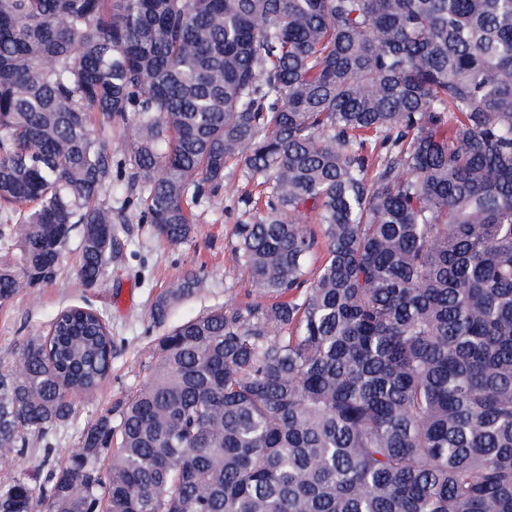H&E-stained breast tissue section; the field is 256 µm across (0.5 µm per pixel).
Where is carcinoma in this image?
Instances as JSON below:
<instances>
[{
  "label": "carcinoma",
  "instance_id": "carcinoma-1",
  "mask_svg": "<svg viewBox=\"0 0 512 512\" xmlns=\"http://www.w3.org/2000/svg\"><path fill=\"white\" fill-rule=\"evenodd\" d=\"M235 160L246 299L157 337L62 468L116 343L61 309L0 373V451L42 452L0 512H512V0H0L1 303L76 233L101 283L113 183L181 244ZM112 133L111 134V148H112V163L123 157L126 149V145L133 134L132 126L130 124L122 122L112 121Z\"/></svg>",
  "mask_w": 512,
  "mask_h": 512
}]
</instances>
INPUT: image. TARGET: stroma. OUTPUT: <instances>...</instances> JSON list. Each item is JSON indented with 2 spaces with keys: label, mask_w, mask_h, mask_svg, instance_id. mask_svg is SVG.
<instances>
[{
  "label": "stroma",
  "mask_w": 512,
  "mask_h": 512,
  "mask_svg": "<svg viewBox=\"0 0 512 512\" xmlns=\"http://www.w3.org/2000/svg\"><path fill=\"white\" fill-rule=\"evenodd\" d=\"M241 166L230 167L220 191L193 207L195 223L189 240L171 245L140 219L137 189L120 182L112 190V218L117 228L118 251L104 280L94 289L81 286L74 274L79 239H72L56 280L37 288H24L0 303V370L10 369L19 350L37 332H46L64 307L90 302L109 321L117 345L112 376L90 394L75 393L71 400L77 424L61 432L54 462L62 466L80 448V428L92 423L119 401L132 395L147 380L154 339L150 311L156 298L175 287L186 271L200 272L202 284L191 298L176 305L167 327L200 313L242 300L249 278L237 264L234 230L245 191Z\"/></svg>",
  "instance_id": "obj_1"
}]
</instances>
